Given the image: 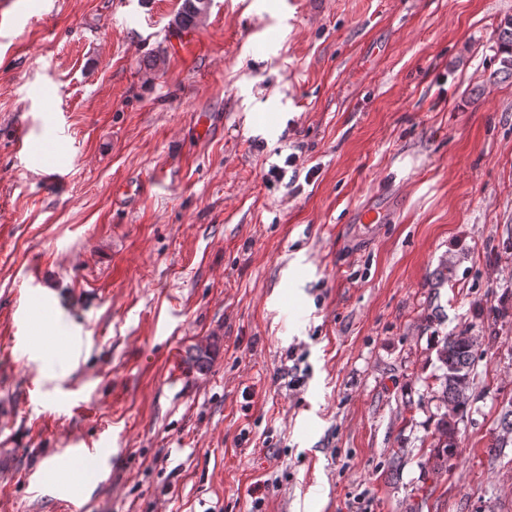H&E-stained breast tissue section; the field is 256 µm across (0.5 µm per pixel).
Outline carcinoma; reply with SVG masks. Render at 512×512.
<instances>
[{
  "instance_id": "carcinoma-1",
  "label": "carcinoma",
  "mask_w": 512,
  "mask_h": 512,
  "mask_svg": "<svg viewBox=\"0 0 512 512\" xmlns=\"http://www.w3.org/2000/svg\"><path fill=\"white\" fill-rule=\"evenodd\" d=\"M209 6V0H182L175 15L174 24L179 30L194 27ZM498 53L501 68L499 73L512 78V19L499 26ZM479 349L478 337L467 330L452 332L437 341L436 356L438 369L442 374L435 377L440 384L439 399L446 411L440 414L432 432L434 462L430 471L440 473L448 468L459 456L457 440L458 424L467 412L468 393L474 383V366ZM502 434L494 439L493 447L504 448L512 436V409L506 410L501 417Z\"/></svg>"
}]
</instances>
